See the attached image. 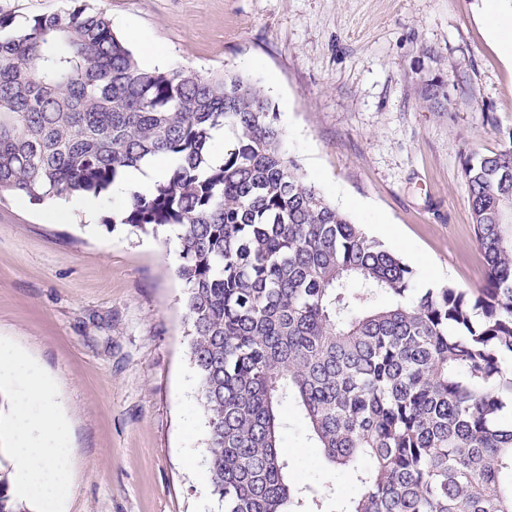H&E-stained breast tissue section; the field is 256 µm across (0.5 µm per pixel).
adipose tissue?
Instances as JSON below:
<instances>
[{
  "label": "adipose tissue",
  "mask_w": 512,
  "mask_h": 512,
  "mask_svg": "<svg viewBox=\"0 0 512 512\" xmlns=\"http://www.w3.org/2000/svg\"><path fill=\"white\" fill-rule=\"evenodd\" d=\"M0 386L11 395L10 414L0 429L21 473L13 492L32 500L40 512H56L68 485L67 423L53 411L49 387L36 365L1 344Z\"/></svg>",
  "instance_id": "adipose-tissue-1"
}]
</instances>
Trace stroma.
<instances>
[{
  "instance_id": "1",
  "label": "stroma",
  "mask_w": 512,
  "mask_h": 512,
  "mask_svg": "<svg viewBox=\"0 0 512 512\" xmlns=\"http://www.w3.org/2000/svg\"><path fill=\"white\" fill-rule=\"evenodd\" d=\"M145 65L261 87L304 177L403 258L415 288L483 287L464 160L512 129V62L483 0H85ZM448 101L430 107L428 85ZM73 196H0V341L71 430L59 512H218L175 238L85 220ZM282 452L328 512L353 496L294 404Z\"/></svg>"
}]
</instances>
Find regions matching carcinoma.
Returning <instances> with one entry per match:
<instances>
[{"label": "carcinoma", "mask_w": 512, "mask_h": 512, "mask_svg": "<svg viewBox=\"0 0 512 512\" xmlns=\"http://www.w3.org/2000/svg\"><path fill=\"white\" fill-rule=\"evenodd\" d=\"M14 20L0 12V194L99 197L171 161L112 227L178 241L220 512H326L278 451L289 402L358 484L340 512H512V131L465 161L485 285L419 291L299 173L247 79L146 66L81 0ZM0 512H21L2 471Z\"/></svg>", "instance_id": "cac0c4a2"}]
</instances>
